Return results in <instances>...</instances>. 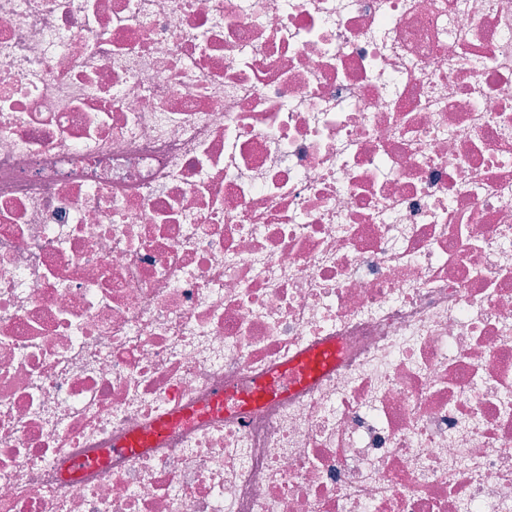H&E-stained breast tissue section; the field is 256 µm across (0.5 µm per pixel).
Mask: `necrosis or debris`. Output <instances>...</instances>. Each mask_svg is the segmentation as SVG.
Returning a JSON list of instances; mask_svg holds the SVG:
<instances>
[{
    "label": "necrosis or debris",
    "mask_w": 512,
    "mask_h": 512,
    "mask_svg": "<svg viewBox=\"0 0 512 512\" xmlns=\"http://www.w3.org/2000/svg\"><path fill=\"white\" fill-rule=\"evenodd\" d=\"M0 512H512V0H0ZM337 356L338 350L335 345L303 353L281 373L255 382L246 395L262 398L278 391L286 383L312 380L332 367L336 363Z\"/></svg>",
    "instance_id": "obj_1"
}]
</instances>
